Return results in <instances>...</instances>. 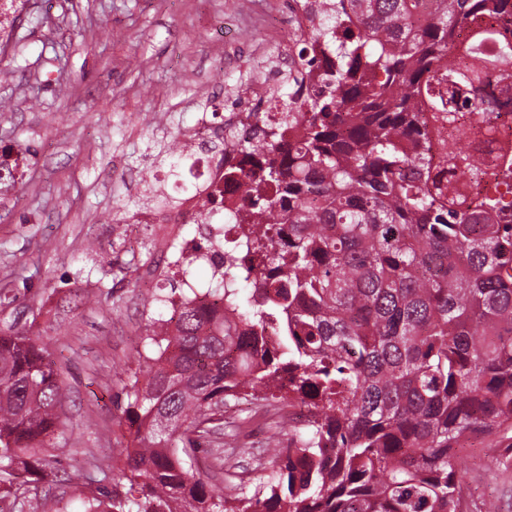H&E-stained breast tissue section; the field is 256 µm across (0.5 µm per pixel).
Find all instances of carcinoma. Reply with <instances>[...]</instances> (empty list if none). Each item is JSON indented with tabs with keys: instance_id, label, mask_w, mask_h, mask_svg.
Segmentation results:
<instances>
[{
	"instance_id": "obj_1",
	"label": "carcinoma",
	"mask_w": 512,
	"mask_h": 512,
	"mask_svg": "<svg viewBox=\"0 0 512 512\" xmlns=\"http://www.w3.org/2000/svg\"><path fill=\"white\" fill-rule=\"evenodd\" d=\"M41 20L38 0H0V54ZM312 42L329 59L318 83L290 68L276 91L302 135L244 145L259 156L234 225L248 249L227 273L259 274L248 308L220 281L216 302L147 322L156 356L127 384L121 449L137 494L91 487L84 512H467L458 449L482 437L512 468V210L431 185L422 120L448 127L461 177L494 165L512 185V155L453 136L463 112L512 110V0H338L295 36L299 55ZM28 152L0 149V193ZM64 390L39 335L0 330V483L18 512L58 469ZM290 396L310 420L254 490L229 498L190 464L229 400Z\"/></svg>"
}]
</instances>
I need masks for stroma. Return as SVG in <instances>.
Segmentation results:
<instances>
[{
  "mask_svg": "<svg viewBox=\"0 0 512 512\" xmlns=\"http://www.w3.org/2000/svg\"><path fill=\"white\" fill-rule=\"evenodd\" d=\"M45 24H23L0 60V147H30L15 190L0 196V284L26 279L18 302L0 308V329L33 327L62 364L68 426L55 441L60 472L86 470L118 491L129 441L125 386L154 347L148 319L167 315L171 273L154 225L134 223L148 180L177 189L169 166L146 160L160 140L197 127L205 101H225L240 72L259 67L267 31L282 30L288 0H40ZM119 253L107 285L88 243ZM274 406L224 409V433L204 444L225 495L255 483L270 444L288 434ZM474 502L512 512V473L482 439L457 452Z\"/></svg>",
  "mask_w": 512,
  "mask_h": 512,
  "instance_id": "stroma-1",
  "label": "stroma"
}]
</instances>
